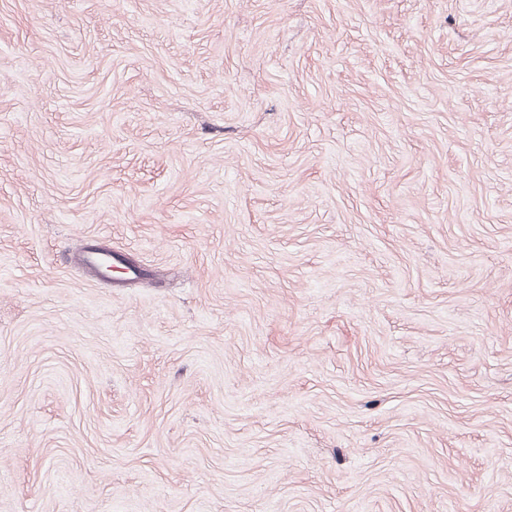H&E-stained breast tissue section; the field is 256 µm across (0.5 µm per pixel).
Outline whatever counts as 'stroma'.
<instances>
[{"instance_id": "35a3bbf8", "label": "stroma", "mask_w": 512, "mask_h": 512, "mask_svg": "<svg viewBox=\"0 0 512 512\" xmlns=\"http://www.w3.org/2000/svg\"><path fill=\"white\" fill-rule=\"evenodd\" d=\"M0 512H512V0H0Z\"/></svg>"}]
</instances>
